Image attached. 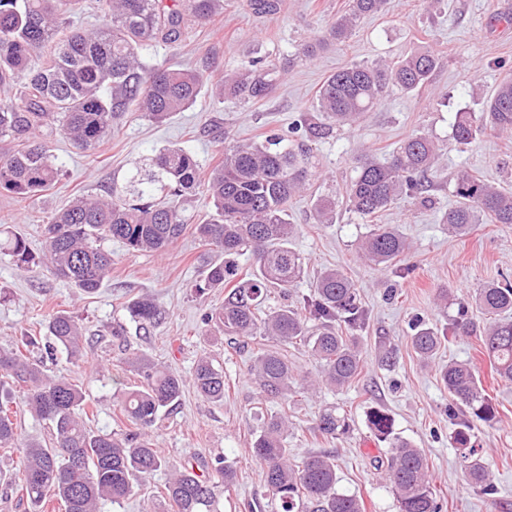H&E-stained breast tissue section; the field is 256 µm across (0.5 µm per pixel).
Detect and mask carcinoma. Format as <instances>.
I'll return each instance as SVG.
<instances>
[{
	"label": "carcinoma",
	"mask_w": 512,
	"mask_h": 512,
	"mask_svg": "<svg viewBox=\"0 0 512 512\" xmlns=\"http://www.w3.org/2000/svg\"><path fill=\"white\" fill-rule=\"evenodd\" d=\"M79 0H0V86L15 89L0 98V190L21 199L35 197L59 179L61 167L51 149V137L61 132L81 150H89L112 128L131 104L146 117L161 122L190 108L204 85L197 70L146 68L140 57L150 42L175 43L191 23L205 24L216 15L219 0H99L105 24L96 31L73 25L71 6ZM387 0H349L319 44L345 41L358 23L385 10ZM47 51L43 65L28 68L30 53ZM438 64L437 55L419 50L394 63L352 64L331 75L320 89L317 110L327 123L318 133L354 123L393 88L412 92L425 85ZM274 71L255 74L246 69L224 80L225 95L264 97L272 87ZM486 116L457 112L453 139L471 143L488 131L512 133V79H502L487 99ZM295 140L271 134L252 144H224V160L202 175L195 156L172 145L151 159L149 170L109 195L72 199L45 225L41 253L27 240L12 234L0 240V252L19 268H44L84 292L98 290L112 273V255L101 248L116 239L134 252L162 253L187 228L180 204L199 192L207 193L213 212L193 231L216 259L206 265L194 284L197 293L224 289V300L208 308L203 323L239 349L259 336L279 344L260 348L251 365L262 393L272 399L294 387L313 392L316 386L340 389L360 375L363 356L359 336L367 320L353 282L337 268L317 277L311 293L299 306H279L263 313L270 295H288L303 278L305 261L291 246L296 225L288 222V202L310 180L301 165ZM438 160V148L426 134L409 136L381 163L364 158L347 190V206L359 217L374 218L404 196L428 191L429 172ZM456 207L448 210V232L462 237L486 218L493 224H512V189L488 183L468 172L456 174ZM336 204L327 198L314 203L318 224L333 222ZM251 251L252 271L243 275L236 257ZM363 256L386 266L409 250L398 229L376 225L361 240ZM475 305L494 321L479 334L481 354L491 375L512 382V281L508 277L477 289ZM128 319L145 329L158 325L164 310L151 296L129 299ZM46 334L26 333L10 346H0V448H20L19 472L30 512L56 498L65 512H100L101 505L118 503L161 470H171L166 487L176 512H217L216 482L187 462L170 468L157 450L152 434L160 427L162 411L175 406L183 379L142 355L127 359L140 385L127 391L121 411L133 430L118 437L87 426L86 395L65 376L45 374L32 354L48 358L57 350L79 361L84 353V329L65 310L45 320ZM474 325L465 306L448 327L425 322L411 325V345L422 363L437 354L451 336H469ZM304 344L320 366V377H295L286 348ZM451 402L448 420L454 426L451 443L463 459L469 482L490 495L495 492L491 470L472 443L477 423L498 419L497 404L467 362L451 361L441 372ZM27 384L26 405L49 423L52 442L44 446L23 443L4 401L7 381ZM192 380L197 392L212 402L224 401V369L208 357L199 358ZM373 435L387 443L381 465L395 492L399 512H441L428 459L421 449L394 429V419L383 408L366 411ZM346 417L333 408L318 416L315 430L334 438L347 431ZM288 418L267 416L250 443L252 456L264 465L265 486L276 512H364L355 495L337 489L334 456L313 453L299 465L292 463L285 436Z\"/></svg>",
	"instance_id": "1"
}]
</instances>
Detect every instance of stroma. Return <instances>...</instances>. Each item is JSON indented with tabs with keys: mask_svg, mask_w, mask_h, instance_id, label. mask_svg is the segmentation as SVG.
<instances>
[{
	"mask_svg": "<svg viewBox=\"0 0 512 512\" xmlns=\"http://www.w3.org/2000/svg\"><path fill=\"white\" fill-rule=\"evenodd\" d=\"M347 8L348 0H278L275 13L256 14L248 0H224L213 23L192 26L173 44L154 42L144 53L147 64L188 67L208 78L194 106L161 123L129 107L99 146L85 152L56 135L53 152L62 168L58 182L25 201L1 191L0 230L20 233L32 249H40L52 213L75 197L102 195L112 184L124 183L136 165L147 163L161 148L183 147L195 155L202 172H209L222 162L225 143L260 142L268 134L287 133L294 123L320 124L315 109L319 89L336 71L355 62H391L428 48L437 55L438 66L426 86L410 93L391 90L355 124L326 136L306 133L299 138L308 150L311 179L291 201L288 219L297 226L293 246L305 259L307 275L289 296H275L271 303L295 304L324 269L348 274L368 313L360 334L364 367L348 388L264 399L250 373V351L231 349L223 337L206 333L202 315L223 300L224 291L199 296L192 290L207 259L206 247L192 230L211 209L202 193L185 213L189 230L164 254L134 252L121 241H105L112 276L92 294L46 270L17 269L9 256L0 254V345L38 328L53 311L77 316L87 339L84 360L72 361L60 351L45 369L82 384L90 426L112 433L129 429L119 395L140 382L124 364V354H146L181 375L179 404L165 415L154 440L174 466L194 455L232 464L233 485L216 490L219 512H274L263 468L251 457L249 442L264 417L277 411L288 414L286 446L295 460L331 453L340 491L360 498L365 512H398L379 464L386 445L375 439L364 419L366 408L375 404L392 414L400 436L424 450L441 512H512V384L489 379V363L473 336L456 338L441 350L437 363L422 365L409 329L416 318L447 327L459 303L470 304L477 288L512 274V224H479L470 234L453 237L442 221L458 202L451 181L458 171L512 187V134L487 133L467 145L452 138L456 112H481L494 86L512 75V25L500 21L512 12V0H388L384 13L365 18L344 43L318 45L328 25ZM310 44L314 53L304 54ZM254 59L277 65V81L264 99L212 93L225 73ZM419 133L432 137L440 149L427 198L399 200L379 218L397 226L410 251L394 266L371 267L357 249L368 224L348 210L347 186L360 157L384 160L404 139ZM320 196L335 200V223H315L313 203ZM443 290L448 293L444 304L436 299ZM143 294L157 297L167 310L165 321L147 333L128 321L123 310L128 299ZM117 326L123 327V335H113ZM386 349L396 355L389 367L380 362ZM204 353L224 368L229 389L223 402L205 400L191 381L193 365ZM451 359L477 367L499 409L497 423L473 429L475 447L492 465L497 486L492 496L469 484L451 444L449 396L439 377ZM327 406L347 414L344 434L314 435L316 419ZM10 408L22 441L49 444V425L28 410L22 386L12 388ZM168 478L167 472H157L128 498L105 504L104 512H174L165 498Z\"/></svg>",
	"mask_w": 512,
	"mask_h": 512,
	"instance_id": "stroma-1",
	"label": "stroma"
}]
</instances>
